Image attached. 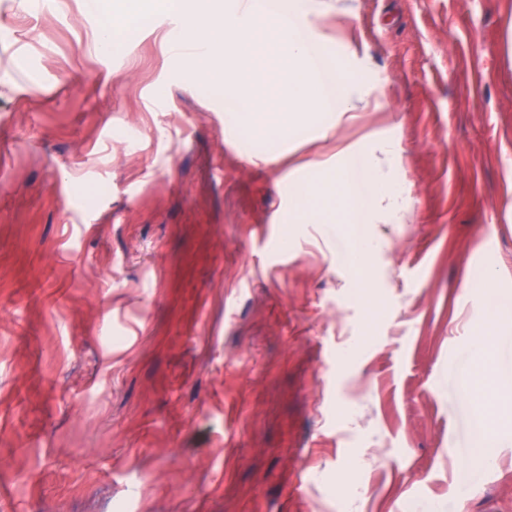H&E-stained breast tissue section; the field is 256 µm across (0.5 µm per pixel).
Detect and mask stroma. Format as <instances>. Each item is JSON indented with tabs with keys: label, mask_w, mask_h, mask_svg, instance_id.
<instances>
[{
	"label": "stroma",
	"mask_w": 512,
	"mask_h": 512,
	"mask_svg": "<svg viewBox=\"0 0 512 512\" xmlns=\"http://www.w3.org/2000/svg\"><path fill=\"white\" fill-rule=\"evenodd\" d=\"M309 6L354 109L266 132L155 17L0 0V512H512L459 328L512 304V0ZM385 145L398 205L289 223Z\"/></svg>",
	"instance_id": "obj_1"
}]
</instances>
